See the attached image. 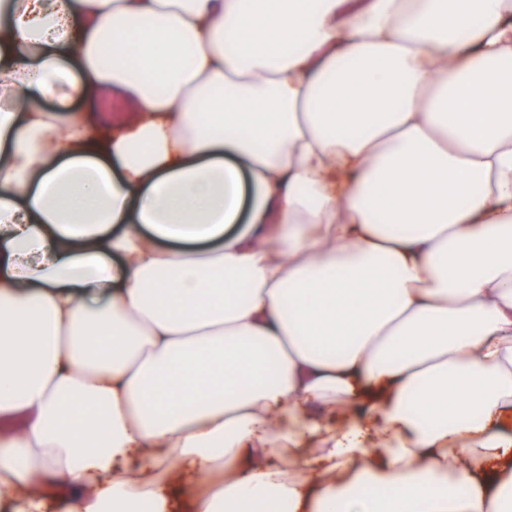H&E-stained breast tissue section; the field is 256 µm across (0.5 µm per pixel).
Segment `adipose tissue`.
Masks as SVG:
<instances>
[{
    "label": "adipose tissue",
    "mask_w": 512,
    "mask_h": 512,
    "mask_svg": "<svg viewBox=\"0 0 512 512\" xmlns=\"http://www.w3.org/2000/svg\"><path fill=\"white\" fill-rule=\"evenodd\" d=\"M0 86V512H512V0H10Z\"/></svg>",
    "instance_id": "adipose-tissue-1"
}]
</instances>
